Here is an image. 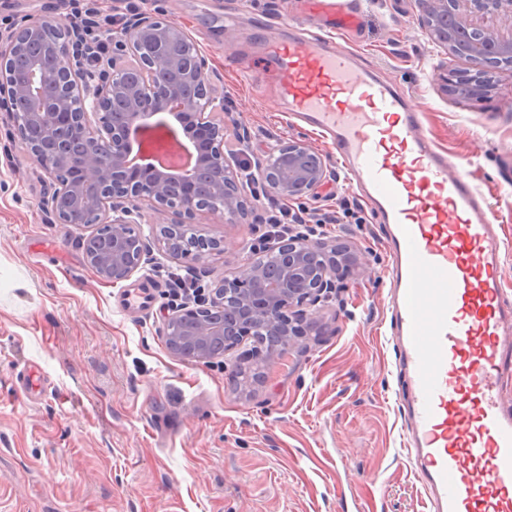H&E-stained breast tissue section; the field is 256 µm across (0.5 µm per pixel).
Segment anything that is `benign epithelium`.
<instances>
[{"label": "benign epithelium", "instance_id": "benign-epithelium-1", "mask_svg": "<svg viewBox=\"0 0 512 512\" xmlns=\"http://www.w3.org/2000/svg\"><path fill=\"white\" fill-rule=\"evenodd\" d=\"M422 24L430 41L453 52L467 49L474 76L463 85L471 96L487 89L493 74L512 69V0H426ZM491 19L477 25L468 14ZM171 70L202 83L203 96L187 97L176 82L158 77ZM0 110L17 130L40 127L51 144L43 149L20 137L50 184L44 206L55 224H105L112 245L101 251L83 240L87 263L105 281H126L150 260L152 244L187 261L224 249L223 241L194 227L198 213L217 221L249 213L244 182L224 151V96L212 87L208 65L193 38L163 13L145 11L112 32V64L86 57L72 29L52 16L32 18L0 45ZM168 143L174 154L194 158V172L159 169L149 158ZM279 196L303 201L327 177L325 158L301 141L267 151ZM156 215L147 239L132 225L143 208ZM239 266L196 298L167 308L162 334L177 356L191 350L211 362L213 340L237 347L266 327L300 338L301 318L336 293V245L291 235Z\"/></svg>", "mask_w": 512, "mask_h": 512}]
</instances>
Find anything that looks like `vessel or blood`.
<instances>
[{"instance_id":"obj_1","label":"vessel or blood","mask_w":512,"mask_h":512,"mask_svg":"<svg viewBox=\"0 0 512 512\" xmlns=\"http://www.w3.org/2000/svg\"><path fill=\"white\" fill-rule=\"evenodd\" d=\"M260 54L273 66L253 69L252 83L276 81L388 227L401 445L426 512H512V403L500 382L512 361V298L498 277L493 214L466 162L437 152L419 112L350 52L294 31L262 40Z\"/></svg>"}]
</instances>
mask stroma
Masks as SVG:
<instances>
[{
    "label": "stroma",
    "instance_id": "35a3bbf8",
    "mask_svg": "<svg viewBox=\"0 0 512 512\" xmlns=\"http://www.w3.org/2000/svg\"><path fill=\"white\" fill-rule=\"evenodd\" d=\"M354 30L338 35L326 16L308 15L305 35L334 40L358 63L418 102L425 130L468 172L495 217L501 287L512 296V71L484 96L447 91L445 70L470 71L434 46L420 0H353ZM186 30L224 94L225 149L258 165L291 139L322 154L326 181L304 206L312 239L348 252L341 290L309 309L304 337L248 388L232 371L244 341L213 362L180 359L160 334L176 291L170 273L202 285L231 276L254 248L277 244L278 215L261 196L247 218L195 219L225 251L188 262L154 246L147 265L112 283L88 265L82 241L92 227L53 224L42 206L43 172L0 112V512H426L400 434L396 348L390 339L386 229L374 223L324 139L290 117L274 84L242 74L258 61L267 21L273 37L299 17L302 0H150ZM235 23L241 70L224 64L225 19ZM149 292L148 308L125 303ZM38 366L39 397L21 386Z\"/></svg>",
    "mask_w": 512,
    "mask_h": 512
}]
</instances>
